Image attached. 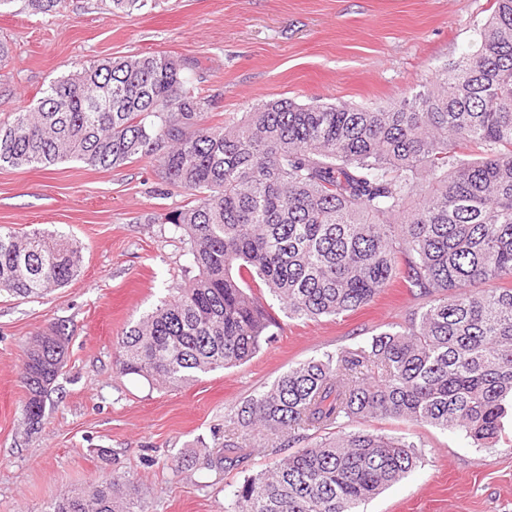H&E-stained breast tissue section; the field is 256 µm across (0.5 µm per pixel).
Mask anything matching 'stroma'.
<instances>
[{
  "label": "stroma",
  "mask_w": 512,
  "mask_h": 512,
  "mask_svg": "<svg viewBox=\"0 0 512 512\" xmlns=\"http://www.w3.org/2000/svg\"><path fill=\"white\" fill-rule=\"evenodd\" d=\"M491 0H149L132 14L108 0H62L53 13L13 0L0 11V122L34 106L42 89L108 57L185 62L215 102L213 124L283 97L302 104H392L459 58ZM188 195L143 159L103 170L78 161L0 169V226L49 228L83 248L80 276L50 294L0 296V512L46 505L112 475L130 479L149 512H224L230 486L268 470L287 448L247 449L220 467L237 407L307 359L402 325L423 300L402 286L370 305L317 320L280 316L274 341L250 361L164 388L121 374L114 342L160 300L187 286L181 233L158 223ZM70 336L39 433L25 436L23 348L54 324ZM365 429L414 442L421 461L362 504V512H512V416L496 442L402 419Z\"/></svg>",
  "instance_id": "stroma-1"
}]
</instances>
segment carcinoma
I'll return each mask as SVG.
<instances>
[{"mask_svg":"<svg viewBox=\"0 0 512 512\" xmlns=\"http://www.w3.org/2000/svg\"><path fill=\"white\" fill-rule=\"evenodd\" d=\"M474 50L390 107L263 103L211 125L181 61L113 57L41 91L0 124V168L139 158L193 200L160 215L198 274L115 342L122 374L178 388L251 360L273 307L315 320L355 311L396 278L427 299L396 325L311 358L246 401L224 462L253 440L299 448L224 498V512H357L404 478L417 446L345 426L393 417L494 442L512 408V0H493ZM82 265L54 231L0 226V294L61 288ZM495 281L499 288L473 290ZM69 344L63 324L24 349L26 433L42 427ZM307 430L324 433L310 442ZM44 512H148L129 481L88 485Z\"/></svg>","mask_w":512,"mask_h":512,"instance_id":"obj_1","label":"carcinoma"}]
</instances>
